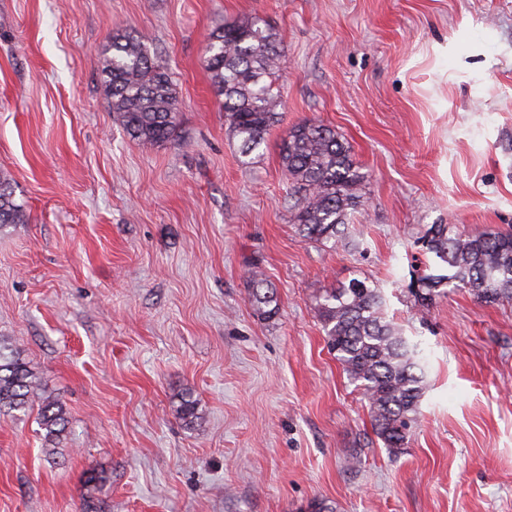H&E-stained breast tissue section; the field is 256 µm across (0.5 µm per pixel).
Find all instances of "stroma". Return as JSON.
Instances as JSON below:
<instances>
[{"label": "stroma", "mask_w": 512, "mask_h": 512, "mask_svg": "<svg viewBox=\"0 0 512 512\" xmlns=\"http://www.w3.org/2000/svg\"><path fill=\"white\" fill-rule=\"evenodd\" d=\"M254 16L278 34L283 103L246 165L203 45ZM119 29L172 77L166 143L130 139L112 110ZM308 120L367 175L359 251L290 221L281 139ZM0 173L27 214L0 227V336L68 420L50 460L37 409L0 416V512H82L100 467L104 512H512V304L409 292L430 225L512 230V0H0ZM253 263L277 291L269 319ZM354 278L427 359L396 455L315 305ZM251 286V304L258 316L270 318L278 311L276 289L268 284L263 271L254 268L248 276Z\"/></svg>", "instance_id": "35a3bbf8"}]
</instances>
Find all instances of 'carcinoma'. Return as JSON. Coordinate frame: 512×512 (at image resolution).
<instances>
[{
	"mask_svg": "<svg viewBox=\"0 0 512 512\" xmlns=\"http://www.w3.org/2000/svg\"><path fill=\"white\" fill-rule=\"evenodd\" d=\"M204 63L234 135L242 163L265 143L278 122L283 61L276 33L262 20L243 18L210 31ZM102 73L126 133L147 143L168 141L175 130V95L168 71L153 58L149 39L136 30L112 33ZM290 185L291 222L306 241L325 244L347 239L354 214L365 212L366 174L336 130L304 121L292 126L281 146ZM26 211L15 200L11 180L0 176V227L23 224ZM425 250L448 267V274L423 275L414 295L427 306L450 285L485 303H512V232L465 235L450 224H433L422 237ZM251 304L261 317L278 311L276 289L263 271L249 273ZM330 352L366 399L373 431L396 454L420 418L424 365L419 345L386 319L378 288L353 279L316 297ZM39 406L43 453L49 459L67 425L62 403L25 361L20 349L0 337V415ZM176 414L186 424L199 419L198 405L185 394Z\"/></svg>",
	"mask_w": 512,
	"mask_h": 512,
	"instance_id": "1",
	"label": "carcinoma"
}]
</instances>
